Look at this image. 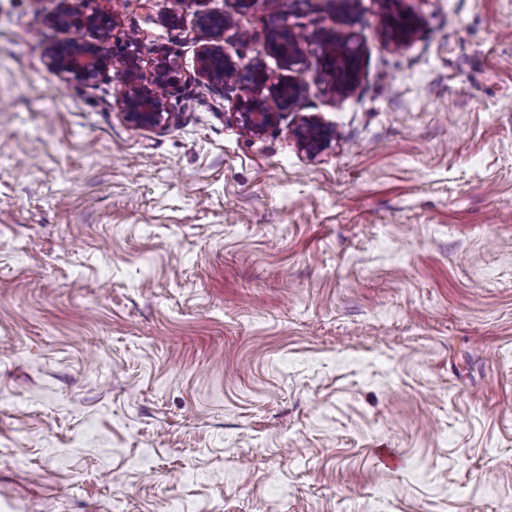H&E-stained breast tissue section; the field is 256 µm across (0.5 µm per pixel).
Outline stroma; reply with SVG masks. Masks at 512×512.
<instances>
[{
	"mask_svg": "<svg viewBox=\"0 0 512 512\" xmlns=\"http://www.w3.org/2000/svg\"><path fill=\"white\" fill-rule=\"evenodd\" d=\"M57 4L0 0V512H512V0H402L398 48L356 0L343 97L259 0L225 53L307 85L260 136L198 75L235 0H97L176 62L160 129L47 69ZM300 2L289 0L292 7L284 11L280 7L281 1H277L278 9L276 18L267 28L265 33V50L277 56L285 69L294 70L304 64L305 54L302 48V35L294 32L289 20L294 14L295 5ZM294 136L298 147L311 159L331 148L335 141L332 129L315 116L301 117Z\"/></svg>",
	"mask_w": 512,
	"mask_h": 512,
	"instance_id": "obj_1",
	"label": "stroma"
}]
</instances>
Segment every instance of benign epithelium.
Here are the masks:
<instances>
[{"label":"benign epithelium","mask_w":512,"mask_h":512,"mask_svg":"<svg viewBox=\"0 0 512 512\" xmlns=\"http://www.w3.org/2000/svg\"><path fill=\"white\" fill-rule=\"evenodd\" d=\"M95 0H58L51 24L60 30L72 28L89 32L88 39L56 41L45 47L47 68L59 77L90 84L105 71L113 69L126 87L123 119L141 129L168 126L175 118L168 104V89L177 84L176 66L167 56L154 62L145 75L139 58L141 40L125 34L121 49L108 53L105 44L114 39L113 14L91 6ZM355 0H329L339 6L340 27L311 35L320 49L318 78H329L336 94L344 96L356 87L359 79V48L347 28L357 22L353 12ZM383 33L390 44L400 47L416 32L419 21L401 9V0H380ZM294 9H277L276 18L265 33V50L277 56L284 68L293 70L304 64L302 35L294 32L290 17ZM196 28L203 44L199 52V74L211 87L224 90L236 85L241 94L236 99V118L248 133L259 136L276 126L283 113L297 109L306 86L302 83L273 81L258 63L242 65L224 52V34L233 30L239 37L248 36L229 13L200 12ZM298 147L312 159L332 147L335 134L315 116L301 117L294 130Z\"/></svg>","instance_id":"obj_1"}]
</instances>
